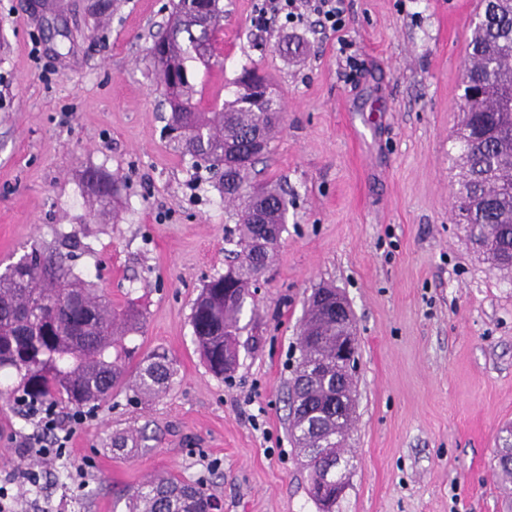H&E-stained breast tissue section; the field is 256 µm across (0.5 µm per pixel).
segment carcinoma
Masks as SVG:
<instances>
[{
  "label": "carcinoma",
  "mask_w": 512,
  "mask_h": 512,
  "mask_svg": "<svg viewBox=\"0 0 512 512\" xmlns=\"http://www.w3.org/2000/svg\"><path fill=\"white\" fill-rule=\"evenodd\" d=\"M480 24L472 27L469 58L461 81L479 91L470 101L461 96L462 128L452 135L468 174L459 184L457 200L467 210L470 240L493 270H512V7L501 0H481ZM224 29L221 0H178L164 37L149 49V61L160 76L164 93L173 89L182 109L170 124L184 130L172 137V149L197 153L208 167L222 170L224 201L235 229L226 242L235 246L227 273L202 289L190 317L193 335L209 370L222 376L235 370L240 314L258 273L267 268L279 246L288 200L280 189L252 185L258 156H250L251 135L266 143L279 129L278 116L262 105L241 104L242 67L235 79V99L202 106L203 89L190 64L211 69L217 56L216 32ZM96 203L106 207L120 192L121 179L91 171L87 176ZM72 255L36 244L0 273V372H13L20 384L0 390V399L26 406L59 404L80 411L98 406L112 391L125 387L151 400L172 383V363L154 353L126 371L132 351L123 340L139 332L143 313L136 305L112 306L94 282L74 273ZM332 302L308 304L300 331L301 360L291 381L302 407L292 410L290 433L310 468L308 493L318 512H336V501L323 502L317 476L322 459L312 454L331 441L328 455L355 419L351 385L336 364V335L343 330ZM344 387L346 403L336 411L327 402ZM217 503L199 484L172 475L142 483L129 501V512H212Z\"/></svg>",
  "instance_id": "1"
}]
</instances>
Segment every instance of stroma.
<instances>
[{"instance_id": "obj_1", "label": "stroma", "mask_w": 512, "mask_h": 512, "mask_svg": "<svg viewBox=\"0 0 512 512\" xmlns=\"http://www.w3.org/2000/svg\"><path fill=\"white\" fill-rule=\"evenodd\" d=\"M173 2L0 0V272L33 243L77 235L75 272L143 309L126 345L167 352L174 370L163 397L115 390L51 467L16 452L36 423L0 400V487L15 512H127L157 474L202 484L222 512H317L288 383L324 283L346 295L359 339L355 467L336 512H512L495 465L512 426V277L454 212L451 136L479 0H346L336 33L310 19L261 29L262 0H223L224 66L203 97L232 99L245 66L269 76L284 116L258 178L288 193L224 380L190 317L227 267L234 223L218 175L170 149L148 58ZM284 41L302 52L280 53ZM92 170L121 178L113 209H97ZM140 428L145 441L113 448ZM28 468L35 482H16Z\"/></svg>"}]
</instances>
